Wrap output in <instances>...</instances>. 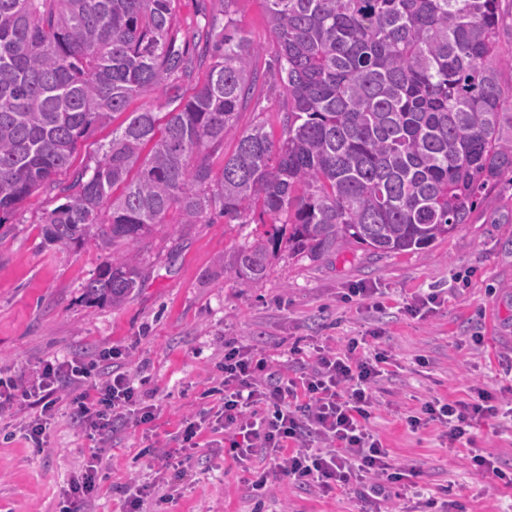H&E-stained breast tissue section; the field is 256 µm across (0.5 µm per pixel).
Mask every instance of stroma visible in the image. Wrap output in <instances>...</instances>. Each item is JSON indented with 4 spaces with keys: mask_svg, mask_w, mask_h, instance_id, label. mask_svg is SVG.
<instances>
[{
    "mask_svg": "<svg viewBox=\"0 0 512 512\" xmlns=\"http://www.w3.org/2000/svg\"><path fill=\"white\" fill-rule=\"evenodd\" d=\"M173 7L179 44L192 57L204 56L197 31L220 14L221 0H174ZM235 10L262 48L255 60L261 78L238 128L261 121L280 138L283 87L272 67L276 45L264 4L236 0ZM53 206L51 195L35 192L0 227V377L23 380L47 361H89L119 350L121 369L144 404L158 408L153 421L118 428L103 454L98 492L81 512H121L134 480L153 488L145 512H358L355 495L307 493L282 478L271 494L253 497L247 472L224 456L220 428H204L191 451V474L168 500L147 451L177 450L174 434L215 404L207 390L221 377L225 342L276 356L295 345L341 348L374 330L396 359L377 387L370 423L393 463L420 466L421 485L458 502L460 512H512V488L471 472L440 425L414 431L405 422L429 398L466 399L480 389L503 396L512 386L511 183L489 185L469 223L427 252L380 255L350 239L316 262L280 253L256 283L237 279L229 261L240 245L264 238L269 215L257 209L245 224L219 217L185 227L174 211L144 254L141 288L113 308L90 305L82 295L105 252L91 242L44 244L42 222ZM354 288L379 289L382 308L369 299L349 301ZM433 291L441 296L434 310L409 314L418 297ZM40 412L29 400L0 414V512H60L71 480L98 445L66 400L48 419L47 446L37 452L24 426ZM471 433L495 465L512 469L511 413L500 411Z\"/></svg>",
    "mask_w": 512,
    "mask_h": 512,
    "instance_id": "1",
    "label": "stroma"
}]
</instances>
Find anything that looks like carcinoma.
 I'll use <instances>...</instances> for the list:
<instances>
[{"label":"carcinoma","mask_w":512,"mask_h":512,"mask_svg":"<svg viewBox=\"0 0 512 512\" xmlns=\"http://www.w3.org/2000/svg\"><path fill=\"white\" fill-rule=\"evenodd\" d=\"M264 3L286 98L277 142L262 123L238 130L259 47L235 0L203 27L210 62L188 97L168 91L202 61L177 45L173 0H0V224L38 189L58 191L45 239L110 251L87 303L119 306L141 286L142 250L172 209L182 225L272 216L264 242L233 256L235 276L257 282L284 237L312 261L349 238L379 254L425 250L512 174L499 0ZM146 94L167 112H127ZM123 113L94 167L59 186L88 132Z\"/></svg>","instance_id":"1"}]
</instances>
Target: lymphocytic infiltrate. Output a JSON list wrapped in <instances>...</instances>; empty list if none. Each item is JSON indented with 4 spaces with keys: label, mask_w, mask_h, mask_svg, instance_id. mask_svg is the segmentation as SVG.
Instances as JSON below:
<instances>
[{
    "label": "lymphocytic infiltrate",
    "mask_w": 512,
    "mask_h": 512,
    "mask_svg": "<svg viewBox=\"0 0 512 512\" xmlns=\"http://www.w3.org/2000/svg\"><path fill=\"white\" fill-rule=\"evenodd\" d=\"M361 341L350 338L344 351L314 347L305 359L288 358L284 369L273 356L255 348L225 344L221 402L213 412L224 427V441L234 462L245 464L263 454L270 471L255 473L252 491L264 494L270 476L287 478L299 489L351 492L360 512H454L453 500L425 495L417 468L392 463L387 448L368 426L377 403L374 386L392 361L387 351L364 356ZM78 384L74 418L100 438H111L117 424L131 416L154 419L153 406H139L127 374L100 379L96 363L48 361L29 381L0 378V409L17 398H37L41 416L26 427L36 448H43L46 418L61 388ZM495 397L478 392L470 400L433 399L408 416L411 429L428 422L445 427L449 443H463L474 423L498 414Z\"/></svg>",
    "instance_id": "f902f5d3"
}]
</instances>
